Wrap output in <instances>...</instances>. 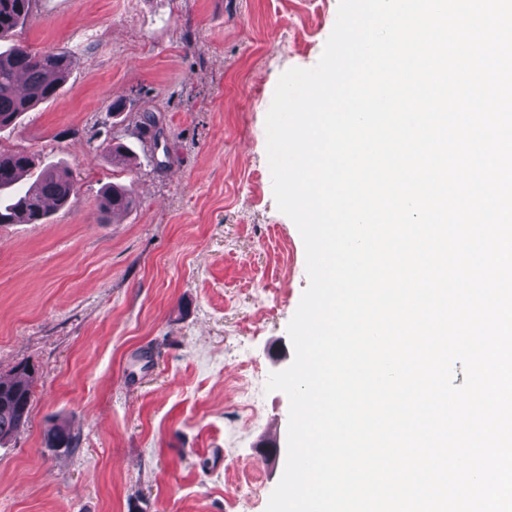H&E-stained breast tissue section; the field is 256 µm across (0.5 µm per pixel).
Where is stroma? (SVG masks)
Masks as SVG:
<instances>
[{
    "label": "stroma",
    "mask_w": 512,
    "mask_h": 512,
    "mask_svg": "<svg viewBox=\"0 0 512 512\" xmlns=\"http://www.w3.org/2000/svg\"><path fill=\"white\" fill-rule=\"evenodd\" d=\"M338 5L33 0L13 41L71 71L0 151L68 169L75 191L46 223L0 224V375L36 369L28 421L0 444V512H266L289 399L265 386L293 361L308 277L265 121ZM114 141L127 166L105 159ZM111 185L136 203L105 217ZM55 425L76 448L44 446Z\"/></svg>",
    "instance_id": "1"
}]
</instances>
